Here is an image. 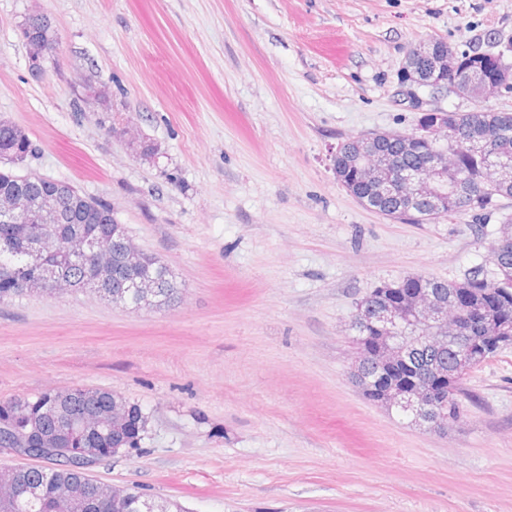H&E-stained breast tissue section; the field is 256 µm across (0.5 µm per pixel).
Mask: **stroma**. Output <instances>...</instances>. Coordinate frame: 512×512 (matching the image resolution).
Segmentation results:
<instances>
[{
	"label": "stroma",
	"instance_id": "35a3bbf8",
	"mask_svg": "<svg viewBox=\"0 0 512 512\" xmlns=\"http://www.w3.org/2000/svg\"><path fill=\"white\" fill-rule=\"evenodd\" d=\"M58 49L32 64L29 17ZM432 37L512 64V0H0V119L17 165L109 203L184 291L0 302V399L111 390L149 418L94 479L186 512H512V346L460 423H407L351 381L348 323L411 275L488 263L512 198L407 224L337 182L341 141L412 131L398 70ZM32 143L28 135L18 126L9 122H0V150H11L30 153Z\"/></svg>",
	"mask_w": 512,
	"mask_h": 512
}]
</instances>
